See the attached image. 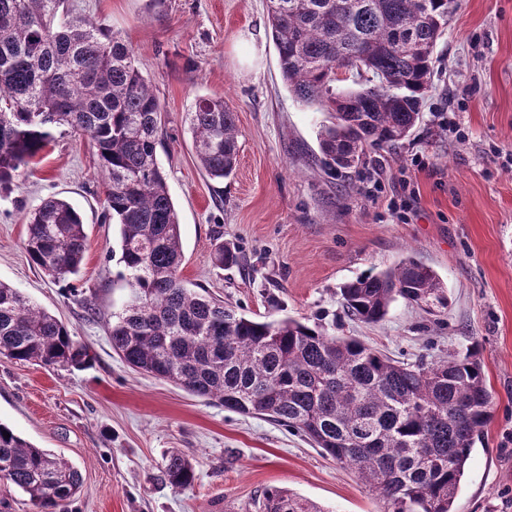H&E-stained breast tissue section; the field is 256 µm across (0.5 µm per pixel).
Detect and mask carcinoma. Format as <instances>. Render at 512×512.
<instances>
[{
	"label": "carcinoma",
	"mask_w": 512,
	"mask_h": 512,
	"mask_svg": "<svg viewBox=\"0 0 512 512\" xmlns=\"http://www.w3.org/2000/svg\"><path fill=\"white\" fill-rule=\"evenodd\" d=\"M64 0H0V190L35 163L66 126L93 143L105 176L104 220L118 227L117 263L129 287L112 313V350L131 369L242 415H261L307 439L383 499L385 512H454L476 439L492 418L477 355L405 364L319 322L259 320L185 285L181 224L157 160L165 137L160 102L131 47ZM456 0H268L267 17L283 81L304 105L331 112L318 132L332 172L357 167L373 147H394L420 118L437 41ZM349 74L339 85L336 70ZM195 153L214 179L237 164L238 130L222 97H201L188 113ZM30 261L55 280L78 275L85 224L50 197L27 218ZM220 265L241 256L219 244ZM347 315L385 318L401 298L445 308L433 269L408 256L340 288ZM87 350L67 326L0 282V357L68 369ZM9 433L6 438L3 433ZM162 477L178 489L195 478L179 451ZM0 480L38 512H67L82 476L0 422ZM259 512H324L289 490L269 488Z\"/></svg>",
	"instance_id": "obj_1"
}]
</instances>
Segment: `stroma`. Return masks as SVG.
<instances>
[{
    "mask_svg": "<svg viewBox=\"0 0 512 512\" xmlns=\"http://www.w3.org/2000/svg\"><path fill=\"white\" fill-rule=\"evenodd\" d=\"M70 16L121 36L164 112L158 151L181 224L185 284L260 320L321 319L407 363L476 349L493 418L476 441L456 512H512V0H457L439 40L421 117L396 148L369 151L344 173L321 161L317 135L330 115L284 85L266 0H66ZM224 97L236 115L238 164L217 182L201 172L187 114L200 97ZM453 113L460 127L439 125ZM33 170L0 191V281L68 327L89 355L45 369L0 359V421L82 474L68 512H256L270 487L325 512H383L354 472L301 436L191 396L129 369L108 323L129 298L111 259L118 228L105 223L104 185L88 137L64 127ZM425 168L412 166L414 154ZM380 166L386 186L406 180L407 222L388 195L370 199L363 177ZM56 196L83 217L89 248L79 276L58 281L24 248L27 213ZM245 258L221 267L216 243ZM415 256L439 275L448 307L396 300L385 319L347 318L339 288ZM188 456L194 482L160 475L169 451Z\"/></svg>",
    "mask_w": 512,
    "mask_h": 512,
    "instance_id": "1",
    "label": "stroma"
}]
</instances>
